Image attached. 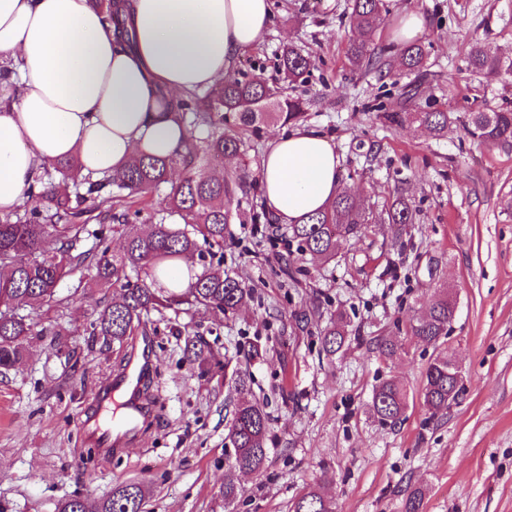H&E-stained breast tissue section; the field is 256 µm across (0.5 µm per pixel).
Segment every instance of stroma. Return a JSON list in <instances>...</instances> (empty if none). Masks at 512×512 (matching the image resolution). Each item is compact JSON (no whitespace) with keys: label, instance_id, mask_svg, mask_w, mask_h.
<instances>
[{"label":"stroma","instance_id":"obj_1","mask_svg":"<svg viewBox=\"0 0 512 512\" xmlns=\"http://www.w3.org/2000/svg\"><path fill=\"white\" fill-rule=\"evenodd\" d=\"M271 2L267 33L231 74L263 75L304 100L302 123L339 154L342 187L368 219L363 232L338 239L334 260L322 264L301 258L287 225L229 224L223 248L203 255L253 286V300L230 317L155 314L134 332L154 368L143 387L150 413L108 463L84 445L78 421L131 350L91 333L120 291L76 274L62 279L60 302L44 317L59 337L33 342L0 376V502L11 512H55L72 494L104 498L128 482L148 489V512H291L314 486L335 512H403L416 488L424 491L422 512H512V143L474 138L462 121L471 110L512 102V74L464 68L476 42L512 60V0H388L373 37L383 78L348 63V0ZM406 11L425 20L417 41L428 51V74L418 83L392 46ZM288 43L315 61L305 83L288 84L278 71ZM412 83L416 110L455 112L444 136L384 120ZM399 194L416 213L400 231L387 220ZM443 287L456 314L441 350L461 368L463 393L432 418L419 391L433 350L409 327ZM340 314L351 333L332 361L319 336ZM187 324L212 344L215 363L185 361ZM387 336L404 343L389 361L373 345ZM227 359L248 370L272 419L266 467L241 477L245 493L229 508L218 495L237 400L224 380ZM389 377L409 391L394 428L369 412L375 386Z\"/></svg>","mask_w":512,"mask_h":512}]
</instances>
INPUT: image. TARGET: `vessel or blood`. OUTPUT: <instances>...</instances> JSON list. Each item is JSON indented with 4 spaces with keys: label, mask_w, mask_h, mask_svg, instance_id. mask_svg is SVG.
<instances>
[{
    "label": "vessel or blood",
    "mask_w": 512,
    "mask_h": 512,
    "mask_svg": "<svg viewBox=\"0 0 512 512\" xmlns=\"http://www.w3.org/2000/svg\"><path fill=\"white\" fill-rule=\"evenodd\" d=\"M151 365L152 361L147 356L137 365L125 363L99 389L95 410L87 413L81 421L87 445L108 456L132 438L145 414L140 385L148 377Z\"/></svg>",
    "instance_id": "1"
}]
</instances>
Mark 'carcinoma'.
<instances>
[{"instance_id":"obj_1","label":"carcinoma","mask_w":512,"mask_h":512,"mask_svg":"<svg viewBox=\"0 0 512 512\" xmlns=\"http://www.w3.org/2000/svg\"><path fill=\"white\" fill-rule=\"evenodd\" d=\"M102 14L103 23L119 24L118 8L113 0H92ZM352 24L358 37L349 41L347 59L351 67L376 64L370 38L384 24L389 9L385 0H350ZM427 53L423 46L410 44L400 51L399 64L407 72L419 75L425 70ZM466 70L477 75L512 72V61L490 55L474 43L465 56ZM315 63L294 46L284 48L278 70L290 83L304 81ZM179 117L206 136L192 137L177 157L143 155L128 167L102 179L94 180L81 173L68 159L46 170L38 191L30 192L31 208L22 217H0V374L12 369L24 356L29 341L49 332L34 330L32 314L42 312L57 302L56 287L65 277L78 270L99 288L121 289L119 299L104 305L94 323V335L121 344L149 319L153 312L203 311L234 315L253 299L254 288L221 268L203 266L186 288H156V275L184 256L201 253L198 241L224 246L228 224L243 212L230 207L236 193L248 195L254 183L243 172L231 175L224 171L197 169L200 158L222 160L226 155L242 153V133L257 131L268 121L284 124L304 117V106L297 97L284 96L260 76L250 79L229 77L199 95L188 92L177 102ZM391 123L412 120L441 135L453 122L449 112L423 110L386 112ZM465 124L469 133L487 142L512 141V108L493 112H470ZM176 168L185 171L178 182L170 181ZM170 186L169 200L173 213L183 227L165 223L161 218L146 233L129 229L130 207L106 211L103 220L124 238L121 251L114 252L101 243L85 251H76L87 232L81 223L82 204L103 193L117 189V201L140 199L164 186ZM389 223L401 226L414 222L409 203L395 197L389 208ZM366 218L360 202L345 191L336 195L326 207L301 224L289 225L292 241L301 255L329 262L335 256L336 240L362 231ZM455 312L448 302V290L440 291L428 315L410 327L411 336L438 350L448 337ZM349 324L342 319L321 332L322 351L334 358L344 352ZM381 356L391 359L402 351L396 337L374 341ZM186 358L202 364L213 358L211 347L200 335L185 338ZM229 382L239 395L233 410L228 440L233 448L231 462L224 475L219 496L231 504L244 493L238 482L240 474L259 475L267 460V442L271 418L264 406L249 397L250 375L240 367L231 370ZM461 379L448 355H437L429 363L420 391L422 405L435 414L448 408L462 395ZM408 404L406 386L396 379H386L373 390L370 411L382 426L394 427L404 420ZM146 488L129 483L112 489V494L91 501L75 494L59 501L55 512H147ZM292 512H335L334 503L317 487L310 488L292 504Z\"/></svg>"}]
</instances>
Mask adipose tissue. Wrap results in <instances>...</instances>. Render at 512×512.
<instances>
[{
  "instance_id": "adipose-tissue-1",
  "label": "adipose tissue",
  "mask_w": 512,
  "mask_h": 512,
  "mask_svg": "<svg viewBox=\"0 0 512 512\" xmlns=\"http://www.w3.org/2000/svg\"><path fill=\"white\" fill-rule=\"evenodd\" d=\"M123 3L131 46L90 0H0V215L24 206L56 160L101 177L182 151L193 131L172 99L228 76L271 19L269 0ZM340 189V158L315 129L281 133L261 159V197L280 223H299Z\"/></svg>"
}]
</instances>
